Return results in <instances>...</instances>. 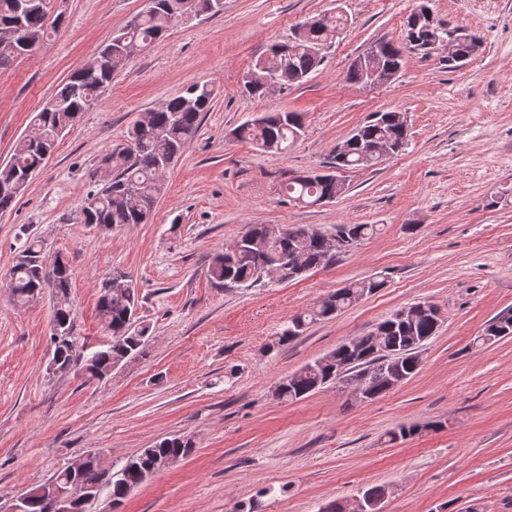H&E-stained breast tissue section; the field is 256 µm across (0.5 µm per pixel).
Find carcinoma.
<instances>
[{"label": "carcinoma", "mask_w": 512, "mask_h": 512, "mask_svg": "<svg viewBox=\"0 0 512 512\" xmlns=\"http://www.w3.org/2000/svg\"><path fill=\"white\" fill-rule=\"evenodd\" d=\"M216 15L224 10L222 0H147L145 8L118 32L117 39L140 49L148 48L164 36L170 28L183 20V12ZM430 7L420 3L406 18L402 42L380 41L361 56L363 63L353 62L346 80L363 86L368 80V69L378 71L387 83L401 71L404 49L426 52L448 44V24L426 29V23H412L426 16ZM350 19L342 12L326 13L309 28L299 29L293 39L274 44L269 52L259 57L248 69L244 87L252 97L267 94L266 80L270 76L282 79L283 90L303 83L322 64V50L349 25ZM14 28L19 35L12 41L0 40V68L2 60L17 59L55 31L56 21L50 19L41 0H0V31ZM458 43L455 54L448 57V67L458 68L478 50L479 37L455 29ZM91 68H81L67 82L56 89L53 99L56 107L41 111L26 135L16 144L4 167H0V211L10 208L26 189L28 174H34L52 153L61 133L72 126L79 114L98 101L103 89L112 82L114 73L129 59L116 39L110 40L97 56ZM215 89L207 83H193L170 98L161 108L151 111V125L147 132L134 124L128 132L127 144L109 153L98 170L99 189L87 197L82 209L86 224L112 226L145 224L161 194V170L166 162H174L198 131L203 114L210 110ZM302 117L297 112L264 113L237 128L238 136L267 151L288 149L300 136ZM407 135L401 129L397 112H374L350 136L336 145L329 167L344 170L372 167L379 159L363 156L362 143L367 140H386L392 152L401 151ZM285 196L293 201L317 204L346 192L336 185V175L321 174L314 180L294 176L285 181ZM376 232L373 224H336L332 232L316 231L303 226L255 224L213 257L208 274L217 288L248 290L265 285L267 272L280 271V281L295 280L312 269L325 266L335 257L327 255L331 235H341L345 250L359 245ZM122 274L116 273L105 282L98 298V312L104 331L110 341L87 356V380H103L112 366L143 353L148 328L136 324L138 296L135 288L117 283ZM384 281L371 277L339 288L313 308L292 316L285 328L276 334L274 344L281 346L303 335L311 325L334 317L362 297L383 287ZM57 296L53 321L62 328L74 330V312L70 302V269L60 255L47 269L42 246L32 241L25 246L10 272V288L19 303L29 301L44 288ZM439 326L437 309L427 303L415 317L406 322L391 314L379 322L374 331L362 337L355 347L344 343L330 352L331 359L318 358L306 364L281 381L279 398L297 400L329 383H341L336 366L347 365L345 377L365 375L371 398L389 385L385 365L395 354H402L400 367L410 377L419 368L418 349L436 334ZM512 335V314L492 318L476 342L484 345ZM191 452L189 442L180 437L165 438L150 448H144L119 469L110 474L88 464L80 471L66 467L55 473L58 485L92 487L99 492L106 487L112 503H121L127 495L150 476L158 472V463L173 464Z\"/></svg>", "instance_id": "obj_1"}]
</instances>
